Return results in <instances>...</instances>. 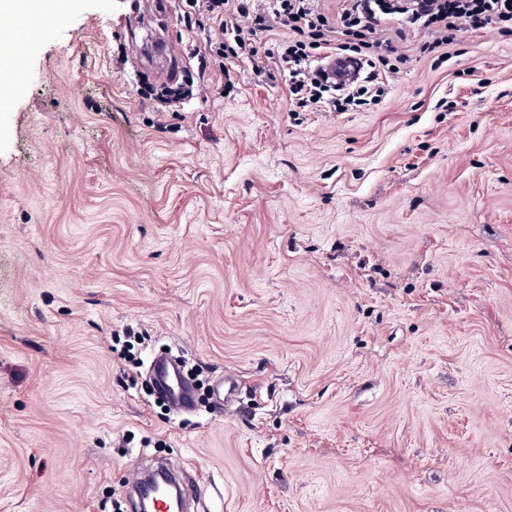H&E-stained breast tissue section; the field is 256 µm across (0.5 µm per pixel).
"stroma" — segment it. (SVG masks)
I'll return each instance as SVG.
<instances>
[{"instance_id":"1","label":"stroma","mask_w":512,"mask_h":512,"mask_svg":"<svg viewBox=\"0 0 512 512\" xmlns=\"http://www.w3.org/2000/svg\"><path fill=\"white\" fill-rule=\"evenodd\" d=\"M165 2L45 12L0 108V512H129L161 461L202 512H512V33L439 64L416 32L365 111L293 115L240 60L168 112L148 33L219 30ZM167 348L193 413L154 397ZM238 391L237 379L233 375H224L213 384L212 399L215 403L214 408H224V403H232ZM157 473H159L160 476L167 478L176 488L180 511L185 510L187 504L190 501H195L203 494V489L199 485L181 480L173 470L167 467H159L155 470L145 473L148 476L146 478H144L145 474L138 472L135 475L133 485L134 493L137 498V501L135 502L137 510H140V502L142 498L141 490L144 483H146L151 478L158 477L159 475Z\"/></svg>"}]
</instances>
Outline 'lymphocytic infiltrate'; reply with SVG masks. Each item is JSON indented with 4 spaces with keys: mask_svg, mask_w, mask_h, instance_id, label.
<instances>
[{
    "mask_svg": "<svg viewBox=\"0 0 512 512\" xmlns=\"http://www.w3.org/2000/svg\"><path fill=\"white\" fill-rule=\"evenodd\" d=\"M188 7L217 24L221 36L197 55L199 80L212 74L229 75V65L249 59L254 69L275 68L288 79L289 109L316 112L329 108L347 112L359 106L381 103L387 93L385 78L399 73L408 61L397 43L405 39V28L395 39L384 33L392 16L405 17L407 25L429 29L435 42L423 44L421 53L470 33L512 31V0H342L337 11H329L322 0H188ZM277 31L281 37L274 52H259L258 34ZM336 52L366 63L364 82L346 89L328 85L313 69L314 57Z\"/></svg>",
    "mask_w": 512,
    "mask_h": 512,
    "instance_id": "obj_1",
    "label": "lymphocytic infiltrate"
}]
</instances>
